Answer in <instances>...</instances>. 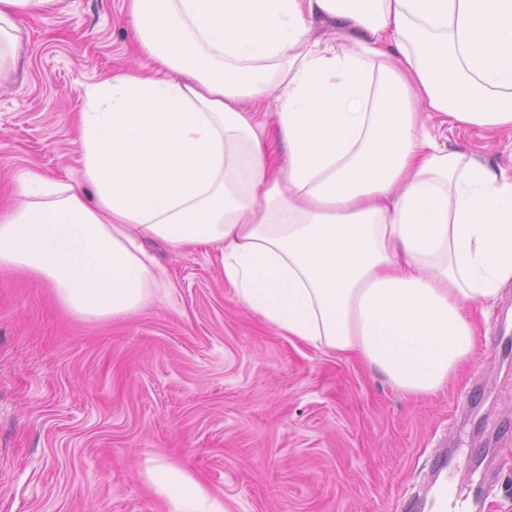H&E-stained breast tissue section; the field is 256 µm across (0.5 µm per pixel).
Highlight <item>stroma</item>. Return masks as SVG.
<instances>
[{
    "label": "stroma",
    "instance_id": "stroma-1",
    "mask_svg": "<svg viewBox=\"0 0 512 512\" xmlns=\"http://www.w3.org/2000/svg\"><path fill=\"white\" fill-rule=\"evenodd\" d=\"M0 72V185L29 169L81 184L73 117L85 87L147 65L125 0H58L23 17ZM450 139L512 162V135ZM148 251L164 273L137 311L87 319L43 278L0 269V512H171L147 469L184 467L227 512H397L436 449L459 466L450 512H512V285L458 376L413 397L351 358L278 335L224 285L218 249Z\"/></svg>",
    "mask_w": 512,
    "mask_h": 512
}]
</instances>
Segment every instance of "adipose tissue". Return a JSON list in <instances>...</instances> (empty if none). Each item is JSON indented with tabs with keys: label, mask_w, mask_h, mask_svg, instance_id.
Instances as JSON below:
<instances>
[{
	"label": "adipose tissue",
	"mask_w": 512,
	"mask_h": 512,
	"mask_svg": "<svg viewBox=\"0 0 512 512\" xmlns=\"http://www.w3.org/2000/svg\"><path fill=\"white\" fill-rule=\"evenodd\" d=\"M0 0V67L20 17ZM147 70L85 87L92 196L30 169L0 212V269L48 280L88 318L158 284L145 238L220 246L224 281L274 328L356 356L398 390L445 387L473 315L512 283V163L450 146L512 131V0H126ZM328 19L335 43L310 25ZM275 97L286 153L242 101ZM172 512H224L186 471L149 472Z\"/></svg>",
	"instance_id": "adipose-tissue-1"
}]
</instances>
